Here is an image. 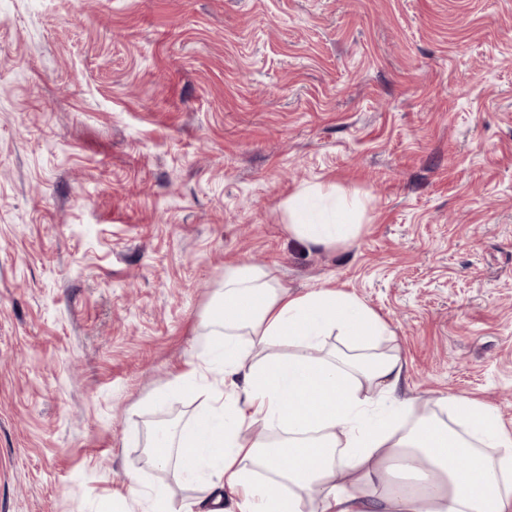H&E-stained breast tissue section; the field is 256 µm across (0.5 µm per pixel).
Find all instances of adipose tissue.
<instances>
[{
	"label": "adipose tissue",
	"instance_id": "obj_1",
	"mask_svg": "<svg viewBox=\"0 0 512 512\" xmlns=\"http://www.w3.org/2000/svg\"><path fill=\"white\" fill-rule=\"evenodd\" d=\"M315 192L288 201L289 229L312 245L356 237L352 205L315 212ZM210 324L224 342L191 372L211 410L187 432L162 427L151 454L179 481L207 476L235 512H512V431L476 399L442 414L402 395L393 332L357 296L293 293L263 268L225 267ZM337 336L342 346L327 347ZM465 457V468L451 467ZM292 465L282 468V458ZM196 512L130 484L108 512Z\"/></svg>",
	"mask_w": 512,
	"mask_h": 512
}]
</instances>
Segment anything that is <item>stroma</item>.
<instances>
[{"label": "stroma", "mask_w": 512, "mask_h": 512, "mask_svg": "<svg viewBox=\"0 0 512 512\" xmlns=\"http://www.w3.org/2000/svg\"><path fill=\"white\" fill-rule=\"evenodd\" d=\"M357 237L288 229L300 188ZM355 294L402 390L512 429V0H0V512H102L220 342L226 266Z\"/></svg>", "instance_id": "stroma-1"}]
</instances>
